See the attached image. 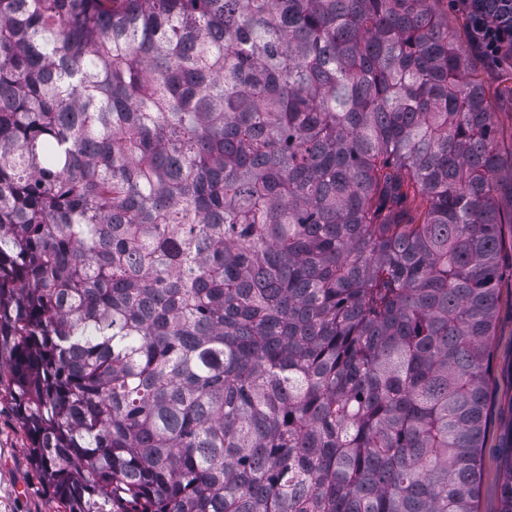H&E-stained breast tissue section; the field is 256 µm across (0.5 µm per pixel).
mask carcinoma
I'll return each instance as SVG.
<instances>
[{"label": "carcinoma", "mask_w": 512, "mask_h": 512, "mask_svg": "<svg viewBox=\"0 0 512 512\" xmlns=\"http://www.w3.org/2000/svg\"><path fill=\"white\" fill-rule=\"evenodd\" d=\"M431 2L0 0V357L64 512H477L512 146Z\"/></svg>", "instance_id": "obj_1"}]
</instances>
